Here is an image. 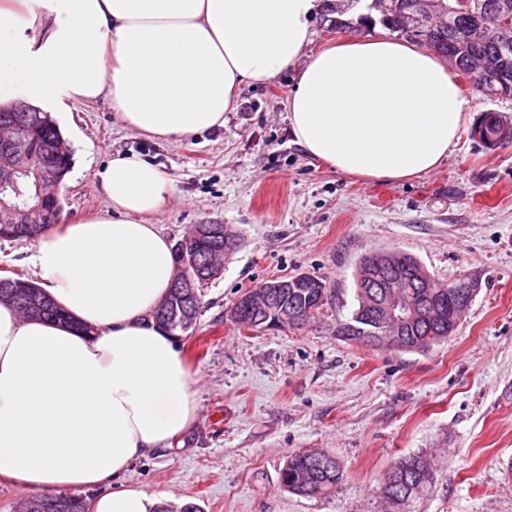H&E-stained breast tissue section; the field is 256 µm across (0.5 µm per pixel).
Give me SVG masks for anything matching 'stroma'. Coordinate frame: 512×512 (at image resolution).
Listing matches in <instances>:
<instances>
[{
    "mask_svg": "<svg viewBox=\"0 0 512 512\" xmlns=\"http://www.w3.org/2000/svg\"><path fill=\"white\" fill-rule=\"evenodd\" d=\"M294 71L243 84L221 128L180 141L125 128L108 101L54 113L72 164L62 221L106 209L96 172L136 153L167 174L151 216L170 240L226 224L244 244L202 288L193 332L175 343L196 381L197 418L124 478L179 512H386L380 492L401 457L423 454L431 486L409 512H512V142L470 131L437 170L399 182L336 172L290 132ZM416 255L437 280L470 273L479 288L455 333L427 352L341 340L353 270L368 251ZM306 273L332 293L306 328L246 330L234 301L274 276ZM335 455L345 479L328 497L285 491L296 451Z\"/></svg>",
    "mask_w": 512,
    "mask_h": 512,
    "instance_id": "1",
    "label": "stroma"
}]
</instances>
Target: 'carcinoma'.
I'll list each match as a JSON object with an SVG mask.
<instances>
[{
  "label": "carcinoma",
  "mask_w": 512,
  "mask_h": 512,
  "mask_svg": "<svg viewBox=\"0 0 512 512\" xmlns=\"http://www.w3.org/2000/svg\"><path fill=\"white\" fill-rule=\"evenodd\" d=\"M363 0H324L325 18L331 28L343 30L350 28V22L342 19ZM411 0H370L367 9L376 11L384 27L398 32L406 38L424 44L446 57L461 75L469 77L472 67L482 70L483 79L473 87L489 98L512 95V35L509 42H503L497 35L501 23H512V0H416L424 4L422 12L416 18L408 16ZM20 120V139L25 142L26 155L31 168H37L48 162L57 167L59 175L69 172L71 160L55 154L57 145L64 144L63 136L52 120H40L32 112H16ZM227 240H198L188 233L182 243L185 249L196 253L199 259L209 258L217 262L225 260L243 245L240 235L227 226L224 229ZM29 228L25 224H0V239L26 240ZM381 251H371L363 255L355 265L353 280L355 285L356 307L350 315L336 325V336L343 337V329L354 327L358 330V340L368 336L379 338V343L393 342L388 336L394 331L387 329L386 315L370 303L374 292V282L399 277L406 287L402 294L417 306L430 303L438 298L445 310H458V298L452 289L442 287L427 271L421 260L412 253L398 250L399 261L395 266L382 262ZM315 287L306 284H293L281 289L279 304L265 312L244 311L246 321L241 327L250 330L264 329L274 322L284 323L288 311L297 309L305 319L315 318L323 304L318 302V293L329 297L331 289L317 277L307 276ZM210 278L196 279L193 295L184 297L176 288L169 289L164 305L184 308L193 314L192 321H182L176 316L161 324V327L173 336H180L194 328L201 308V288ZM322 289H317V286ZM0 301L12 303L21 311L26 306L39 310L38 318L52 322H66L68 317L53 300L42 293L38 284L31 278L22 276L0 277ZM406 340L429 338V346L448 339V321L442 324L428 323L424 320L406 327L401 331ZM331 454L321 451H299L288 456L280 472L281 486L294 494L305 497L329 496L344 480L341 462L336 465L326 463ZM426 456L412 455L397 461L403 466L398 476L399 483L393 486L400 494L402 504H408L419 495L414 487L419 477L418 469ZM20 512H90V502L82 496H35L26 498L20 504Z\"/></svg>",
  "instance_id": "cac0c4a2"
}]
</instances>
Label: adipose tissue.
Returning <instances> with one entry per match:
<instances>
[{
	"instance_id": "adipose-tissue-1",
	"label": "adipose tissue",
	"mask_w": 512,
	"mask_h": 512,
	"mask_svg": "<svg viewBox=\"0 0 512 512\" xmlns=\"http://www.w3.org/2000/svg\"><path fill=\"white\" fill-rule=\"evenodd\" d=\"M321 0H0V103L64 112L107 99L128 129L159 140L220 128L247 81L295 69L291 134L337 172L401 181L435 170L470 121L435 51L382 36L315 53ZM107 213L36 243L38 285L76 327L22 319L0 303V479L53 495L100 489L93 512H152L122 486L131 463L187 432L195 380L152 313L174 277L148 215L167 175L116 154L98 173Z\"/></svg>"
}]
</instances>
